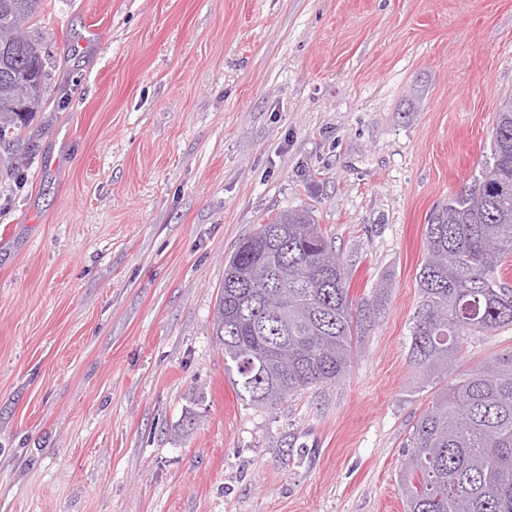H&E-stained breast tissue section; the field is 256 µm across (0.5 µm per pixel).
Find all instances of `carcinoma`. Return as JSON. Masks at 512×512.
<instances>
[{
	"label": "carcinoma",
	"mask_w": 512,
	"mask_h": 512,
	"mask_svg": "<svg viewBox=\"0 0 512 512\" xmlns=\"http://www.w3.org/2000/svg\"><path fill=\"white\" fill-rule=\"evenodd\" d=\"M42 0H0V144L44 103L40 45L25 31ZM488 169L433 208L416 272L420 305L410 362L448 376L467 337L512 325V98L496 115ZM375 305L350 294L340 257L305 209L283 211L230 257L213 330L234 363L239 396L272 410L311 385L342 379L353 337ZM406 512H512V352L456 376L419 417L401 478Z\"/></svg>",
	"instance_id": "carcinoma-1"
}]
</instances>
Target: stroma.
<instances>
[{"mask_svg": "<svg viewBox=\"0 0 512 512\" xmlns=\"http://www.w3.org/2000/svg\"><path fill=\"white\" fill-rule=\"evenodd\" d=\"M0 148V512H404L431 209L487 169L512 0H43ZM311 209L380 311L341 380L243 401L224 267ZM512 351L469 336L455 373Z\"/></svg>", "mask_w": 512, "mask_h": 512, "instance_id": "35a3bbf8", "label": "stroma"}]
</instances>
